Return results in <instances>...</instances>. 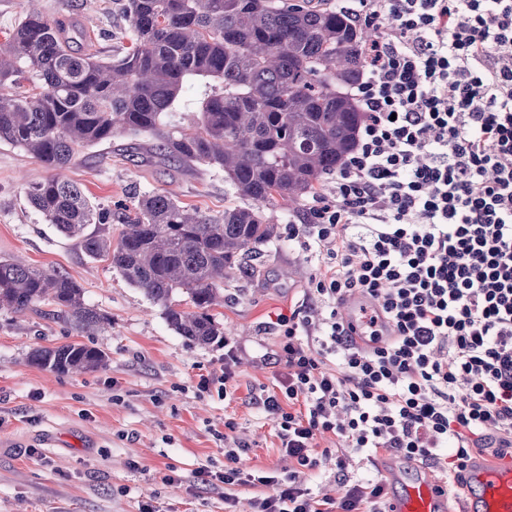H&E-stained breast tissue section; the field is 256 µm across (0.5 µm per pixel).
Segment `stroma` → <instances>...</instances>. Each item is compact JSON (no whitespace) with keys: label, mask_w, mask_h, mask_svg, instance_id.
I'll use <instances>...</instances> for the list:
<instances>
[{"label":"stroma","mask_w":512,"mask_h":512,"mask_svg":"<svg viewBox=\"0 0 512 512\" xmlns=\"http://www.w3.org/2000/svg\"><path fill=\"white\" fill-rule=\"evenodd\" d=\"M39 3L47 17L77 19L101 55L131 43L123 0ZM150 144L145 134L118 136L56 171L0 142V257L68 276L83 288L86 303L111 320L81 336L47 318V303L24 316L0 311V512H139L146 502L159 512H224L223 489L193 484L192 473L223 469L220 435L229 422L249 447L246 468L289 467L275 420L252 398L272 389L284 371L272 360L280 338L270 318L301 305L324 268L321 256L288 237L289 225L301 222L313 197L293 211L266 207L278 235L260 245L257 274L224 284V303L213 313L239 355L228 388L220 383L223 342L202 345L179 335L160 305L129 285L109 260L87 256L26 199L27 186L56 175L110 207L148 192L174 195L213 217L241 204L223 171L160 162ZM78 340L103 350L106 368L63 375L28 360L34 349ZM204 376L212 381L206 391L198 387ZM170 472L182 483H163Z\"/></svg>","instance_id":"stroma-1"}]
</instances>
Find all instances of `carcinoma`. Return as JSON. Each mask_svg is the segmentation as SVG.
<instances>
[{
    "label": "carcinoma",
    "mask_w": 512,
    "mask_h": 512,
    "mask_svg": "<svg viewBox=\"0 0 512 512\" xmlns=\"http://www.w3.org/2000/svg\"><path fill=\"white\" fill-rule=\"evenodd\" d=\"M131 46L102 57L83 46L84 29L33 8L0 51V141L68 167L82 149L125 132L149 133L160 161L224 171L250 200L220 219L189 211L171 194L137 196L132 206H96L73 183L29 185L28 203L93 258L111 260L130 285L163 307L168 324L200 344L224 336L210 310L224 280L275 236L264 207L297 204L336 171L364 121L347 94L365 71L372 31L312 0H125ZM203 83L196 109L173 124L187 83ZM121 224L117 240L87 232ZM182 294L196 308H176ZM45 313L83 335L109 318L87 305L69 277L0 259V310ZM60 374L103 369L107 354L73 342L31 352Z\"/></svg>",
    "instance_id": "obj_1"
}]
</instances>
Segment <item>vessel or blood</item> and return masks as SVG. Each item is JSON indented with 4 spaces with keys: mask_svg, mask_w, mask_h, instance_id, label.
<instances>
[{
    "mask_svg": "<svg viewBox=\"0 0 512 512\" xmlns=\"http://www.w3.org/2000/svg\"><path fill=\"white\" fill-rule=\"evenodd\" d=\"M387 512H448V494L427 469L412 480L392 475ZM468 496L460 512H512V462L476 463L467 473Z\"/></svg>",
    "mask_w": 512,
    "mask_h": 512,
    "instance_id": "obj_1",
    "label": "vessel or blood"
}]
</instances>
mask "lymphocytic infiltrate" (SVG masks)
<instances>
[{
  "label": "lymphocytic infiltrate",
  "instance_id": "f902f5d3",
  "mask_svg": "<svg viewBox=\"0 0 512 512\" xmlns=\"http://www.w3.org/2000/svg\"><path fill=\"white\" fill-rule=\"evenodd\" d=\"M338 2L377 31L350 91L365 121L331 198L288 227L327 264L277 315L285 372L257 400L297 468L244 469L228 435L223 471L192 474L266 486L250 512H385V483L346 475L352 453L457 486L475 454L512 447V0ZM351 295L367 301L352 325ZM330 463L336 501L306 479Z\"/></svg>",
  "mask_w": 512,
  "mask_h": 512
}]
</instances>
